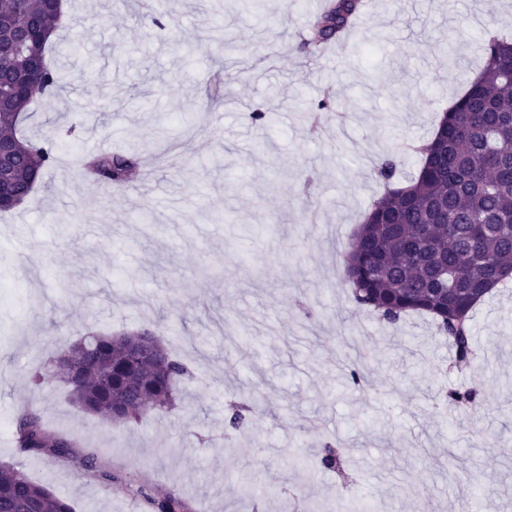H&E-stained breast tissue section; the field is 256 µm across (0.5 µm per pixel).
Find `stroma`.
<instances>
[{
  "label": "stroma",
  "mask_w": 512,
  "mask_h": 512,
  "mask_svg": "<svg viewBox=\"0 0 512 512\" xmlns=\"http://www.w3.org/2000/svg\"><path fill=\"white\" fill-rule=\"evenodd\" d=\"M69 0L47 54L62 100L33 104L25 132L56 133L57 165L27 203L0 216V464L22 470L76 512H133L146 487L194 512H337L350 498L379 512H458L480 499L512 512V281L473 310L476 361L457 372L430 317L392 328L349 298L343 260L385 187L375 163L416 173L449 99L479 73L480 37H512V0H375L318 58L299 50L324 0ZM459 64L449 65V53ZM224 74L226 101L204 113ZM334 90L344 116L306 114ZM267 125L252 122L255 109ZM147 143L129 187L87 179L89 153ZM160 327L190 370L175 408L112 423L71 403L54 371L84 333ZM358 367L370 396L349 386ZM477 389L478 420L436 406ZM253 404L226 434L228 403ZM96 449L128 493L76 465L23 453L20 407ZM336 439L345 475L303 468ZM427 480L426 497L414 479Z\"/></svg>",
  "instance_id": "obj_1"
}]
</instances>
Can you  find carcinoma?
<instances>
[{
	"instance_id": "1",
	"label": "carcinoma",
	"mask_w": 512,
	"mask_h": 512,
	"mask_svg": "<svg viewBox=\"0 0 512 512\" xmlns=\"http://www.w3.org/2000/svg\"><path fill=\"white\" fill-rule=\"evenodd\" d=\"M362 0H330L301 39L316 51L339 39L353 24ZM60 13L48 0L11 2L0 11V43L23 36L21 50L0 57V140L9 142L15 165L0 174L27 197L42 173L58 159L54 136L28 137L23 126L28 108L42 99H58L64 90L58 70L44 59ZM482 67L467 91L444 113L434 135L420 148L418 172L405 187L393 186L396 159L384 161L377 176L387 192L375 201L351 247L346 283L356 306L377 312L390 326L410 312L426 314L448 337L455 363L470 364L476 354L472 332L475 306L512 273V42L494 31L481 42ZM224 97V77L201 92L204 107ZM141 145L87 155L82 167L90 180L124 186L141 164ZM153 336L155 351L139 361L132 352L141 337ZM67 366L56 374L83 410L121 423L148 413L170 410L187 368L169 357L149 328L120 334L90 331L64 353ZM483 399L469 387L443 395L444 410L475 411ZM254 410L248 403L228 409V425L236 430ZM20 448L57 462L78 461L115 492L119 477L106 470L100 455L76 449L75 442L49 431L39 412L17 416ZM317 465L339 475L345 460L336 441L321 444ZM152 512H189L178 494L155 495L141 488ZM0 512H74L70 502L28 478L21 470L0 466Z\"/></svg>"
}]
</instances>
